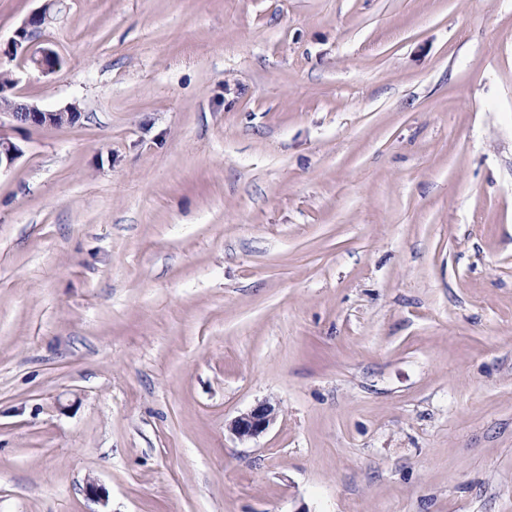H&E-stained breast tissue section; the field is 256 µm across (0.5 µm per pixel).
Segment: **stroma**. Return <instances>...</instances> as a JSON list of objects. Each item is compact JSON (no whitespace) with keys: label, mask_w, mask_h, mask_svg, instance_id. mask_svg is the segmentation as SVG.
<instances>
[{"label":"stroma","mask_w":512,"mask_h":512,"mask_svg":"<svg viewBox=\"0 0 512 512\" xmlns=\"http://www.w3.org/2000/svg\"><path fill=\"white\" fill-rule=\"evenodd\" d=\"M43 2L0 512H512V0ZM276 415L275 407L264 401L234 418L229 429L240 442H249L264 434L276 419Z\"/></svg>","instance_id":"35a3bbf8"}]
</instances>
